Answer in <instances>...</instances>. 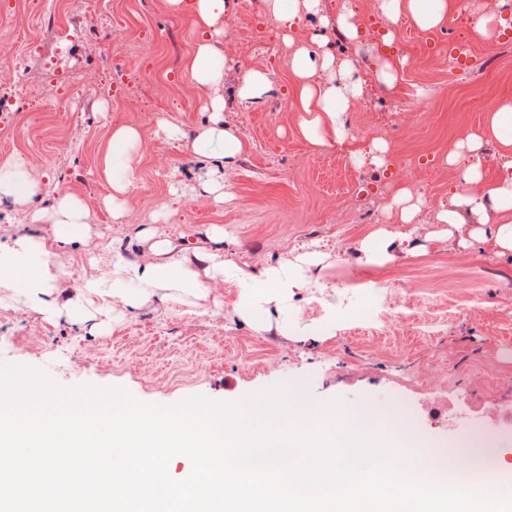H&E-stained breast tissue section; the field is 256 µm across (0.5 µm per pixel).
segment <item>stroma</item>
Instances as JSON below:
<instances>
[{"instance_id":"1","label":"stroma","mask_w":512,"mask_h":512,"mask_svg":"<svg viewBox=\"0 0 512 512\" xmlns=\"http://www.w3.org/2000/svg\"><path fill=\"white\" fill-rule=\"evenodd\" d=\"M501 5L454 0L432 30H420L406 12L389 25L404 73L422 68L434 75L424 91L430 111L408 121L404 81L389 86L378 78L386 62L378 36L385 24L381 0H320L318 14L286 36L264 0H236L213 44L228 59L219 86L223 126L246 148L225 168L219 199L198 186L202 169L192 142L210 113L207 92L186 69L196 44L187 14L172 11L166 0H0V60H19L25 71L21 87L0 106V160L22 154L31 177L44 186L33 204L0 206V241L31 232L51 238L50 222L34 225L27 215L68 191L84 202L89 226L84 243L58 251L70 284L80 283L113 238L132 239L157 227L178 251L208 245L207 231L218 224L225 260L249 272L305 255L317 262L327 285L410 275L420 284L421 325L403 340L372 335L373 319L353 293L339 299L330 329L309 292L295 291L298 312L284 334L243 321L230 294L220 310L210 300L193 312L154 303L95 331L2 299L0 360L50 369L63 387L75 380L122 387L160 405L193 395L239 404L277 389L315 412L341 416L342 398L354 392L363 401L352 411L361 423L384 407L409 418L441 454L478 452L482 439L466 434V427L480 420L496 429L499 412L512 409V254L462 239L438 214L465 189L460 169L445 161L448 152L482 128L489 105L512 103V32L485 38L472 25L479 16L499 19ZM346 10L365 31L359 40L340 36L337 20ZM117 29L122 38L114 43L110 35ZM321 38L336 63L368 72L345 129L361 130L360 152L380 140L388 147L387 166L413 169L409 191L421 202L415 223L399 219L392 176L368 161L344 169L329 161L330 147L312 146L300 135L285 88L294 53L316 51ZM461 40L472 52L466 64L456 65L449 51ZM249 68L266 71L275 89L242 103L234 91ZM161 119L178 126L182 137L159 134ZM123 125L137 128L141 139L126 215L116 222L106 205L112 189L102 163L113 131ZM309 179L324 183L323 195L303 199ZM182 183L196 186V193L176 194ZM340 193L349 201L338 211L333 204ZM380 230L395 242L386 256L366 259L363 244ZM452 270L475 285L476 301L449 297ZM431 366L443 373L433 391L422 380ZM488 366L501 371L490 389L474 379ZM490 390L497 405L484 402Z\"/></svg>"}]
</instances>
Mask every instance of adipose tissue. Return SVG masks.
Wrapping results in <instances>:
<instances>
[{"label":"adipose tissue","instance_id":"obj_1","mask_svg":"<svg viewBox=\"0 0 512 512\" xmlns=\"http://www.w3.org/2000/svg\"><path fill=\"white\" fill-rule=\"evenodd\" d=\"M176 10H189L193 26L200 40L187 67L197 87L211 91L209 107L210 126L197 130L193 139L195 154L202 160L229 163L244 151L241 138L223 129L224 99L214 90L224 78L227 58L211 42L215 26L232 9L231 0H169ZM381 8L390 21H397L402 11H409L416 25L429 30L443 22L448 8L447 0H383ZM339 68V76H332V68ZM352 63L335 65L331 53L322 58L312 57L309 51L295 54L292 60V105L299 111L300 133L317 147L329 145L345 137L344 115L350 103L362 88L361 78L355 77ZM497 140L502 156L512 168V104L502 105L488 115L480 132L468 138L469 151L475 152L485 139ZM138 130L131 126L117 128L112 134L111 149L105 161L104 176L112 186V216L125 215L121 199L129 188L132 171L130 151L139 141ZM467 184H482L478 193L458 194L451 209L441 211L443 223L464 232V212L493 213L494 223L487 231L498 254H512V178L504 177L484 182L478 165L472 164L461 172ZM42 192L40 184L31 179L23 156L14 154L0 162V201L13 199L28 203ZM86 207L75 194H57L51 209L34 210L31 223L48 219L52 222V241L32 234L12 241L0 242V292L9 300L29 310L54 315L66 313L68 319L82 324L101 312L109 319L120 320L154 303L193 305L195 299L208 296L221 299L224 285L238 289L233 304L235 314L250 320L255 326L277 324L280 330L288 328V291L292 288H315L319 282L300 269H291L281 261L268 266L260 274L246 272L224 259V230L214 228L209 234L210 245L195 248L181 255H170L168 241L154 244L155 260L146 261L137 256L130 245L115 238L104 246L100 263L92 265L82 283L71 296H63L58 286L60 270L52 261L48 243L60 246L84 242L88 236L85 221Z\"/></svg>","mask_w":512,"mask_h":512}]
</instances>
